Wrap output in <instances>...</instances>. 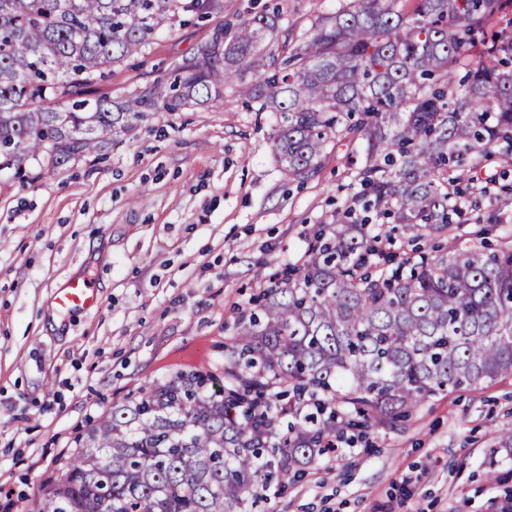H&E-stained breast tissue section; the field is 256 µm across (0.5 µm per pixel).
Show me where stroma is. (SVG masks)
Wrapping results in <instances>:
<instances>
[{"mask_svg":"<svg viewBox=\"0 0 512 512\" xmlns=\"http://www.w3.org/2000/svg\"><path fill=\"white\" fill-rule=\"evenodd\" d=\"M279 6L298 30L338 0H224V9L154 33L93 88L118 100L214 26ZM272 116L237 102L161 112L65 167L30 162L25 182L0 171V512H30L44 486L113 402L181 368L224 361L235 313L260 291L263 263L302 257L342 204L348 160L337 145L318 176L288 181L272 152ZM460 187L479 209L453 220L458 249L499 245L512 208L487 179L512 185L500 146ZM86 276L98 308L72 315L53 298ZM512 378L438 396L391 432L322 457L261 512H500L512 492Z\"/></svg>","mask_w":512,"mask_h":512,"instance_id":"stroma-1","label":"stroma"}]
</instances>
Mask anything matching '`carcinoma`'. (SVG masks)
Instances as JSON below:
<instances>
[{"label": "carcinoma", "instance_id": "1", "mask_svg": "<svg viewBox=\"0 0 512 512\" xmlns=\"http://www.w3.org/2000/svg\"><path fill=\"white\" fill-rule=\"evenodd\" d=\"M220 0H0V170L61 168L161 111L237 99L275 116L274 155L316 177L362 150L302 263L257 271L215 371L179 369L112 403L37 512H254L337 442L393 431L431 399L512 377V241L397 253L449 237L455 171L512 149V0H341L296 39L280 9L216 27L169 72L113 101L89 88L180 14ZM469 67L466 82L453 75Z\"/></svg>", "mask_w": 512, "mask_h": 512}]
</instances>
